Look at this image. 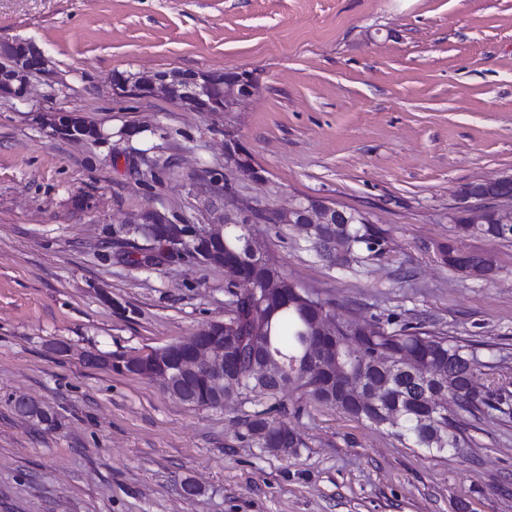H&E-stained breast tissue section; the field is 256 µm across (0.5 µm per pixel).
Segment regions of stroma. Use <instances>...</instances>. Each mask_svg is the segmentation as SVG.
Here are the masks:
<instances>
[{"instance_id":"obj_1","label":"stroma","mask_w":512,"mask_h":512,"mask_svg":"<svg viewBox=\"0 0 512 512\" xmlns=\"http://www.w3.org/2000/svg\"><path fill=\"white\" fill-rule=\"evenodd\" d=\"M12 38L35 40L54 76L0 99V512H512V407L438 453L289 389L305 446L282 455L245 438L251 405L189 406L86 360L229 318L223 269L141 267L112 237L148 207L205 222L192 179L223 169L229 126L275 204L324 197L384 238L331 266L294 226L257 225L290 280L368 323L392 314L479 344L477 384L512 391V240L460 237L448 219L461 185L512 173V0H0ZM171 70H243L258 88L225 115L112 92L113 72ZM59 108L106 140L51 135L36 114ZM450 242L491 255L496 275L443 264ZM20 394L59 428L21 419Z\"/></svg>"}]
</instances>
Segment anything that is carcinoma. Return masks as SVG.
Returning <instances> with one entry per match:
<instances>
[{
    "label": "carcinoma",
    "instance_id": "cac0c4a2",
    "mask_svg": "<svg viewBox=\"0 0 512 512\" xmlns=\"http://www.w3.org/2000/svg\"><path fill=\"white\" fill-rule=\"evenodd\" d=\"M457 229L464 236L512 240V234L492 233L488 224H459ZM252 231V224L231 227L225 237L224 252L235 257L242 249L243 238ZM382 244L383 238L373 225L352 224L342 247L355 257L364 249L371 252ZM188 259L189 252L176 247L169 250L150 247L143 257L150 265ZM316 319L317 310L313 307L285 302L268 321L265 333L242 337L245 347L254 344L264 347L285 365L293 374L292 387L310 402L334 407L357 421L384 427L416 448L439 452L461 446L465 432L463 415L475 417L484 406L500 411L502 405L508 404L503 397L492 401L489 393L479 399L474 397L470 378L484 366L477 345L413 325L393 331L380 325L367 329L357 318L339 311L336 312V396L331 398L326 389L329 380L311 381L304 367ZM434 362L449 367L446 376L432 377ZM348 376L378 398L377 407L361 410L350 397L342 395L340 381ZM440 394L451 398L456 406L454 413H448V401H436ZM241 402L254 407L243 425L257 447L304 446L300 433L284 437L280 432L284 421L278 415L288 414V405L277 390L251 385Z\"/></svg>",
    "mask_w": 512,
    "mask_h": 512
}]
</instances>
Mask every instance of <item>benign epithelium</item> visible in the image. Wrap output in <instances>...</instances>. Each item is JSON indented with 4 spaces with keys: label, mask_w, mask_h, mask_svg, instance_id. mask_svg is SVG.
<instances>
[{
    "label": "benign epithelium",
    "mask_w": 512,
    "mask_h": 512,
    "mask_svg": "<svg viewBox=\"0 0 512 512\" xmlns=\"http://www.w3.org/2000/svg\"><path fill=\"white\" fill-rule=\"evenodd\" d=\"M52 75L50 61L44 51L29 39L0 40V96L24 101L33 80ZM256 81L246 71H173L157 73L115 72L112 74V91L140 98L158 95L180 101L192 112L216 114L234 112L238 105L253 96ZM42 123L57 137L73 142L97 144L105 139L100 125L85 119L76 111L54 110L40 114ZM247 180L266 187L267 198L248 202L242 199L238 181ZM210 199V213L214 218L206 224H175L155 208L140 213L130 226V234H147L153 243L165 248L177 245L189 250L195 260L205 266L224 269L231 274L227 257L224 256V236L235 224H251L255 214L268 210L278 224H291L315 240L321 248L336 253V237L342 226L353 224L358 217L348 215L336 203L323 197H294L288 207L281 208L270 201L277 194L265 175L264 169L250 160L248 149L237 133L224 128V170L213 174L210 188L204 191ZM454 210L464 212L470 224H494L505 231L512 225V174H502L485 179L477 186H462L455 193ZM245 251L258 260L256 268L269 267L272 259L256 234L246 238ZM448 260L457 266L465 277L486 279L493 276L496 266L485 254L459 252L448 246ZM247 286L256 289L269 301H285L293 282L279 276L258 277L251 275ZM246 307L258 313L257 324L244 323L236 318L224 322L213 321L177 345L187 354L170 356V345L155 348L136 357L114 359L107 355L89 354L90 363L118 367L120 370L156 381L163 391L173 398L190 401L196 381L204 377L209 386L211 406L224 408V403L238 396L243 389V378L237 372L239 353L231 345L236 336H253L263 332L267 313L251 303ZM330 352L322 342H317L315 352L307 365L313 377L329 371ZM252 376L265 383L275 373L273 366L261 352L251 355ZM19 416L42 426L50 423L52 414L38 401L19 395L14 399Z\"/></svg>",
    "instance_id": "1"
}]
</instances>
